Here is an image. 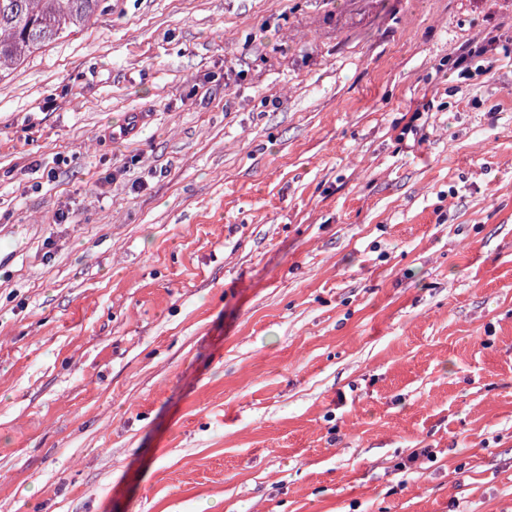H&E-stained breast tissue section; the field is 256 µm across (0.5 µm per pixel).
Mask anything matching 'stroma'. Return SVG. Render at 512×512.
Listing matches in <instances>:
<instances>
[{
    "label": "stroma",
    "mask_w": 512,
    "mask_h": 512,
    "mask_svg": "<svg viewBox=\"0 0 512 512\" xmlns=\"http://www.w3.org/2000/svg\"><path fill=\"white\" fill-rule=\"evenodd\" d=\"M504 40L512 0H103L6 71L0 512H512Z\"/></svg>",
    "instance_id": "obj_1"
}]
</instances>
